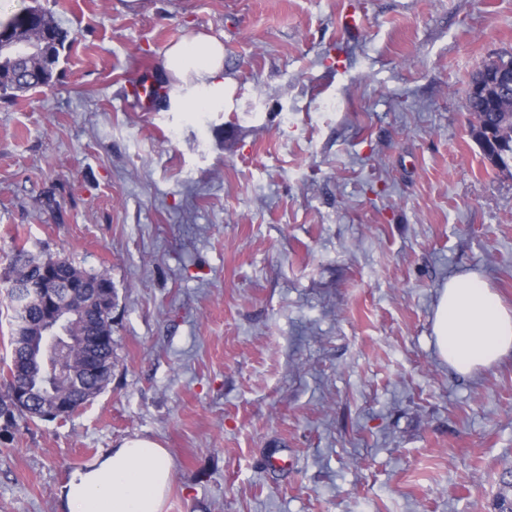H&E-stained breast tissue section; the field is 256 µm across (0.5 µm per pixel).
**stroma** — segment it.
<instances>
[{
    "instance_id": "35a3bbf8",
    "label": "stroma",
    "mask_w": 512,
    "mask_h": 512,
    "mask_svg": "<svg viewBox=\"0 0 512 512\" xmlns=\"http://www.w3.org/2000/svg\"><path fill=\"white\" fill-rule=\"evenodd\" d=\"M74 42L0 101V273L14 245L107 272L112 380L0 443V512H61L69 474L159 441L164 512H495L512 354L435 347L448 278L512 308V172L466 89L512 52V0H0ZM189 30L224 43V106L141 111Z\"/></svg>"
}]
</instances>
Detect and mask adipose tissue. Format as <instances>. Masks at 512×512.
I'll return each mask as SVG.
<instances>
[{
    "mask_svg": "<svg viewBox=\"0 0 512 512\" xmlns=\"http://www.w3.org/2000/svg\"><path fill=\"white\" fill-rule=\"evenodd\" d=\"M162 67L188 109L223 106L224 44L218 38L188 32L166 48ZM434 334L441 358L470 374L512 353V309L481 273H460L440 290ZM173 479L166 448L135 436L72 471L59 499L63 512H164Z\"/></svg>",
    "mask_w": 512,
    "mask_h": 512,
    "instance_id": "obj_1",
    "label": "adipose tissue"
}]
</instances>
